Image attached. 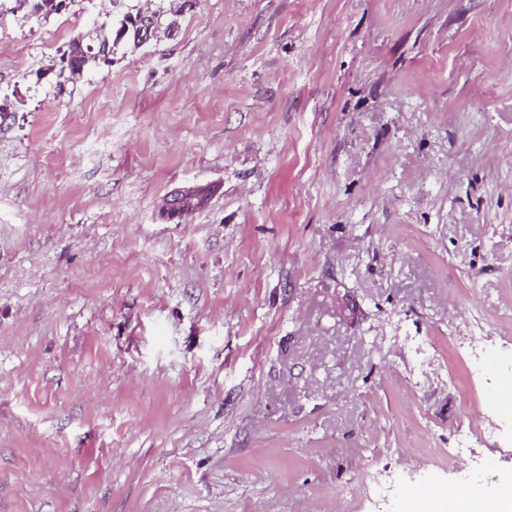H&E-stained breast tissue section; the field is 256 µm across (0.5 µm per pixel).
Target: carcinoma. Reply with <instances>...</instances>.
<instances>
[{
  "label": "carcinoma",
  "mask_w": 512,
  "mask_h": 512,
  "mask_svg": "<svg viewBox=\"0 0 512 512\" xmlns=\"http://www.w3.org/2000/svg\"><path fill=\"white\" fill-rule=\"evenodd\" d=\"M48 0H15V10H28L29 15H40L44 18L51 15L46 8ZM154 25V16L141 11L136 14L125 13L121 22L112 27L108 33H99L96 36L81 35L69 41L67 50L62 55V62L68 64L77 60L87 69L109 58L115 46L122 42H131L137 46L142 31Z\"/></svg>",
  "instance_id": "1"
}]
</instances>
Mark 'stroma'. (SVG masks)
Segmentation results:
<instances>
[{"mask_svg": "<svg viewBox=\"0 0 512 512\" xmlns=\"http://www.w3.org/2000/svg\"><path fill=\"white\" fill-rule=\"evenodd\" d=\"M194 2L63 86L146 0L0 22V512L512 483V0ZM152 14L159 16L157 12ZM153 15L141 11H137L135 15L127 12L122 16L119 24L116 23L115 26L112 24V30L109 33L100 32L95 37L87 34V36L73 38L62 55V62L66 63V69L72 75L70 62L76 59L82 67L74 66L73 76L76 79L81 78L85 69L99 64L100 61L104 62L112 54L114 47L120 43L132 42L134 46H138L143 29L154 25ZM202 193L206 196V190L203 188H192V189H182L177 190L171 194H169L163 202V209L171 216L184 215L187 214V211L193 210L199 207L204 198H191L187 203V211L184 208L185 198L191 194Z\"/></svg>", "mask_w": 512, "mask_h": 512, "instance_id": "obj_1", "label": "stroma"}]
</instances>
